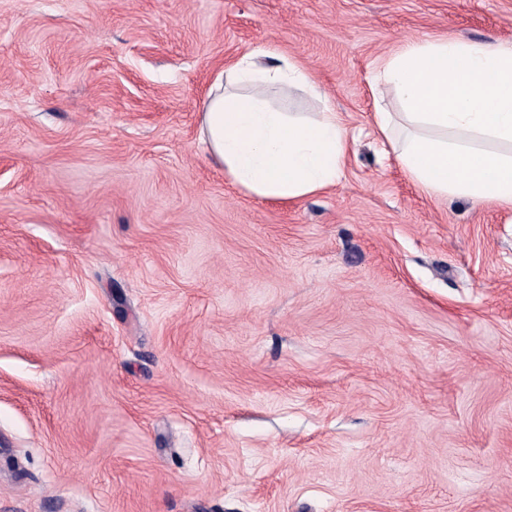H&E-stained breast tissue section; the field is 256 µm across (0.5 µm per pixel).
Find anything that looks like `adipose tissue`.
I'll return each instance as SVG.
<instances>
[{
  "label": "adipose tissue",
  "mask_w": 512,
  "mask_h": 512,
  "mask_svg": "<svg viewBox=\"0 0 512 512\" xmlns=\"http://www.w3.org/2000/svg\"><path fill=\"white\" fill-rule=\"evenodd\" d=\"M376 96L401 109L374 114L375 133L422 193L512 208V43L455 37L408 43L375 65ZM299 90L320 111L291 112L277 93ZM314 75L274 47L215 76L200 139L224 175L250 194L296 200L338 185L348 134Z\"/></svg>",
  "instance_id": "obj_1"
}]
</instances>
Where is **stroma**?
<instances>
[{
    "label": "stroma",
    "instance_id": "obj_1",
    "mask_svg": "<svg viewBox=\"0 0 512 512\" xmlns=\"http://www.w3.org/2000/svg\"><path fill=\"white\" fill-rule=\"evenodd\" d=\"M512 0H0V512H512V210L374 128L405 42ZM273 45L345 177L248 194L199 139Z\"/></svg>",
    "mask_w": 512,
    "mask_h": 512
}]
</instances>
